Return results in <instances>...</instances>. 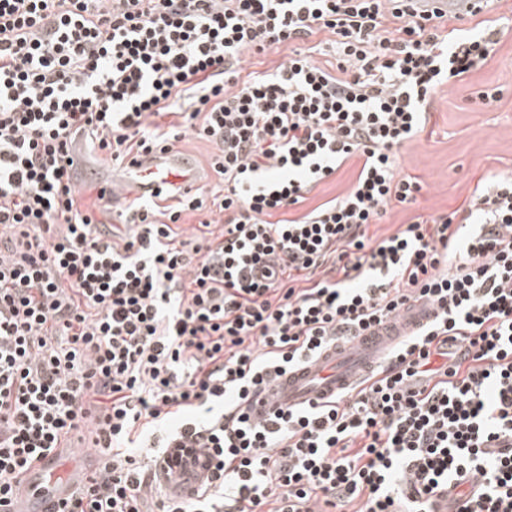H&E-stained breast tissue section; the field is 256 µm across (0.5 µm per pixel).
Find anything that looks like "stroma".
I'll return each mask as SVG.
<instances>
[{
    "instance_id": "stroma-1",
    "label": "stroma",
    "mask_w": 512,
    "mask_h": 512,
    "mask_svg": "<svg viewBox=\"0 0 512 512\" xmlns=\"http://www.w3.org/2000/svg\"><path fill=\"white\" fill-rule=\"evenodd\" d=\"M487 62L463 80L441 86L433 96L423 131L397 148L400 174L417 178L424 188L414 205L390 203L372 235L388 234L420 215L435 217L465 206L476 186L493 173H512V23L497 36ZM497 88L501 100L491 106L478 91ZM360 160L346 161L335 175L317 184L304 202L291 206V217L345 194Z\"/></svg>"
}]
</instances>
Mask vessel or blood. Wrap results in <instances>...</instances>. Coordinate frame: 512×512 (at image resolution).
I'll use <instances>...</instances> for the list:
<instances>
[{
	"mask_svg": "<svg viewBox=\"0 0 512 512\" xmlns=\"http://www.w3.org/2000/svg\"><path fill=\"white\" fill-rule=\"evenodd\" d=\"M486 0H414L419 13L467 17ZM199 174L193 163L174 151H152L127 160L113 171L106 190L123 196L149 197L165 189L193 191ZM435 316L432 306L419 302L383 326L362 336L329 345L314 360L277 377L250 400L255 418L268 419L290 407L308 405L351 393L384 365L389 351ZM93 467L81 458L58 452L40 458L26 473L13 501L15 512H58L87 483Z\"/></svg>",
	"mask_w": 512,
	"mask_h": 512,
	"instance_id": "1",
	"label": "vessel or blood"
}]
</instances>
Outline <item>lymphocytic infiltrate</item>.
Masks as SVG:
<instances>
[{
	"instance_id": "1",
	"label": "lymphocytic infiltrate",
	"mask_w": 512,
	"mask_h": 512,
	"mask_svg": "<svg viewBox=\"0 0 512 512\" xmlns=\"http://www.w3.org/2000/svg\"><path fill=\"white\" fill-rule=\"evenodd\" d=\"M448 22L408 0H0V512L76 441L100 465L62 512H431L450 489L512 512V176L368 233L422 189L394 147L492 51ZM321 32L329 68L302 47ZM189 134L220 192L89 204L73 181L74 137L120 163ZM353 157L344 196L284 217ZM420 300L434 320L363 389L251 417ZM288 60V48L282 47L278 51H271L266 55H246L242 63L243 73L251 71H265L275 68Z\"/></svg>"
}]
</instances>
